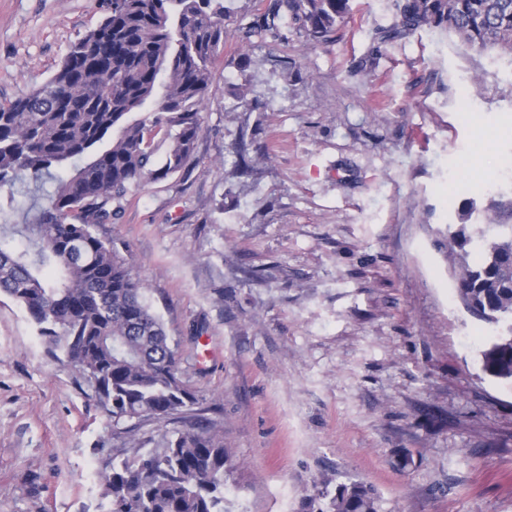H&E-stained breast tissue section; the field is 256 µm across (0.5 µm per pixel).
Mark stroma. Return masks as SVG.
<instances>
[{"instance_id":"stroma-1","label":"stroma","mask_w":512,"mask_h":512,"mask_svg":"<svg viewBox=\"0 0 512 512\" xmlns=\"http://www.w3.org/2000/svg\"><path fill=\"white\" fill-rule=\"evenodd\" d=\"M258 2L224 22L188 171L99 229L128 245L197 404L113 421L0 295V512H107L99 474L131 441L212 426L231 512H301L324 475L373 485L383 512H512V377L487 363L499 332L436 245L463 207L484 224L490 198L512 197V58L444 29L378 43L394 0H354L328 41L283 46L246 36ZM104 9L0 0V102L46 82ZM231 87L270 111L232 109ZM244 137L266 150L245 174Z\"/></svg>"}]
</instances>
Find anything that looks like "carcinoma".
I'll return each mask as SVG.
<instances>
[{
    "label": "carcinoma",
    "instance_id": "1",
    "mask_svg": "<svg viewBox=\"0 0 512 512\" xmlns=\"http://www.w3.org/2000/svg\"><path fill=\"white\" fill-rule=\"evenodd\" d=\"M352 0H266L248 32L322 41ZM388 43L446 28L472 49L512 57V0H395ZM224 0H112L102 23L74 42L49 80L0 103V187L29 180L46 203L23 224L0 225V293L27 312L48 346L93 385L113 419L164 422L196 403L176 347L147 301L128 245L99 236L149 182L186 169L204 130L212 68L224 51ZM234 107L269 103L232 94ZM157 107L151 112V103ZM145 116L133 119L131 115ZM475 206L437 241L458 293L479 319L502 328L499 373L512 376V199L490 200V224L471 230ZM227 452L219 431H186L102 472L109 512H229ZM303 512H380L357 481L324 477Z\"/></svg>",
    "mask_w": 512,
    "mask_h": 512
}]
</instances>
